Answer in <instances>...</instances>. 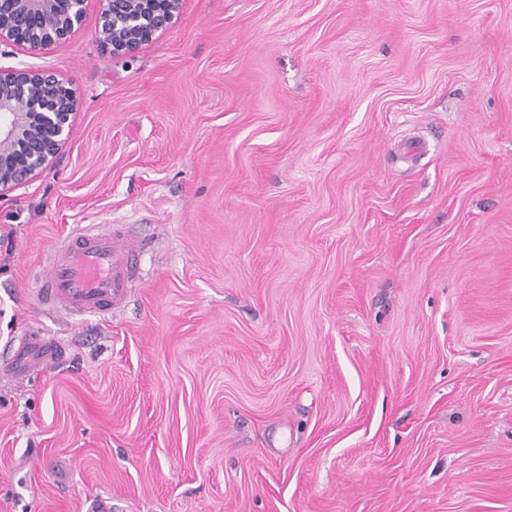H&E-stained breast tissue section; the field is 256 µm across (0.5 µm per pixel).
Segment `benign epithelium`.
I'll return each instance as SVG.
<instances>
[{
	"label": "benign epithelium",
	"instance_id": "obj_1",
	"mask_svg": "<svg viewBox=\"0 0 512 512\" xmlns=\"http://www.w3.org/2000/svg\"><path fill=\"white\" fill-rule=\"evenodd\" d=\"M101 45L128 55L152 41L182 0H98ZM88 0H0V45L39 51L69 39ZM79 98L72 82L50 71L0 67V193L31 181L57 162L72 137Z\"/></svg>",
	"mask_w": 512,
	"mask_h": 512
}]
</instances>
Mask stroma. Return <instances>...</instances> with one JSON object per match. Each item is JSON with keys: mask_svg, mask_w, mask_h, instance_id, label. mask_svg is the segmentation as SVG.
<instances>
[{"mask_svg": "<svg viewBox=\"0 0 512 512\" xmlns=\"http://www.w3.org/2000/svg\"><path fill=\"white\" fill-rule=\"evenodd\" d=\"M0 66L80 94L0 195V512H512V0H183L130 55ZM78 224L148 282L36 301ZM21 336L0 363L1 373L12 378L38 376L65 357V347L57 336Z\"/></svg>", "mask_w": 512, "mask_h": 512, "instance_id": "stroma-1", "label": "stroma"}]
</instances>
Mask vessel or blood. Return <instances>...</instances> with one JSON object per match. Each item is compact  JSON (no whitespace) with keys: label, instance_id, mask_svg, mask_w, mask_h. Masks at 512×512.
<instances>
[{"label":"vessel or blood","instance_id":"b4317fda","mask_svg":"<svg viewBox=\"0 0 512 512\" xmlns=\"http://www.w3.org/2000/svg\"><path fill=\"white\" fill-rule=\"evenodd\" d=\"M142 242L123 225L80 227L57 246L37 291L47 310L82 317L125 307L141 282ZM65 356L60 338L42 334L20 337L0 360V373L28 379L47 371Z\"/></svg>","mask_w":512,"mask_h":512}]
</instances>
